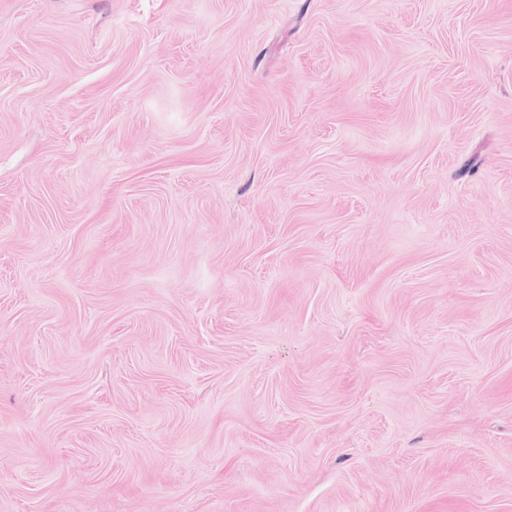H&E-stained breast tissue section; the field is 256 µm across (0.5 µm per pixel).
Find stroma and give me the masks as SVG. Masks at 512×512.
<instances>
[{"label": "stroma", "instance_id": "35a3bbf8", "mask_svg": "<svg viewBox=\"0 0 512 512\" xmlns=\"http://www.w3.org/2000/svg\"><path fill=\"white\" fill-rule=\"evenodd\" d=\"M0 512H512V0H0Z\"/></svg>", "mask_w": 512, "mask_h": 512}]
</instances>
